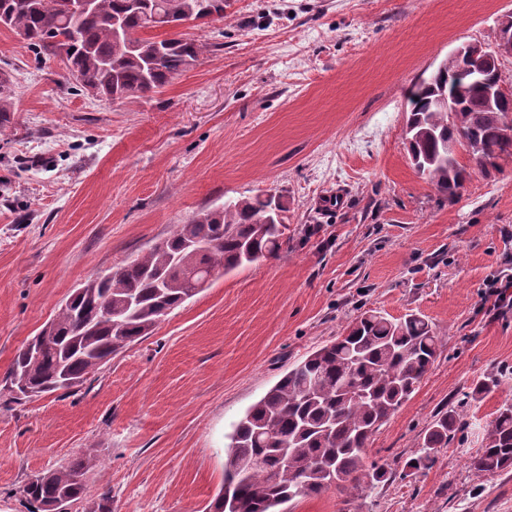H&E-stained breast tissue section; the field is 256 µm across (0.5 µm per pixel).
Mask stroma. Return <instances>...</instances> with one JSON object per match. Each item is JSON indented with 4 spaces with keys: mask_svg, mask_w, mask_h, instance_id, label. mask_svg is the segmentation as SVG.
Returning <instances> with one entry per match:
<instances>
[{
    "mask_svg": "<svg viewBox=\"0 0 512 512\" xmlns=\"http://www.w3.org/2000/svg\"><path fill=\"white\" fill-rule=\"evenodd\" d=\"M512 0H227L187 24L210 45L134 102L75 90L59 59L0 29L14 110L0 134V386L75 288L238 196L276 194L288 243L213 279L79 387L0 394V512L24 485L97 451L82 499L112 512H209L234 424L288 369L369 309L443 336L429 373L375 433L399 470L434 418L466 401L434 466L355 501L328 488L281 512H512V471L467 460L512 401V310L485 281L512 268V162L472 170L448 202L412 167L407 91L466 42L493 44ZM496 387L470 393L490 373Z\"/></svg>",
    "mask_w": 512,
    "mask_h": 512,
    "instance_id": "35a3bbf8",
    "label": "stroma"
}]
</instances>
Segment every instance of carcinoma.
<instances>
[{
	"label": "carcinoma",
	"mask_w": 512,
	"mask_h": 512,
	"mask_svg": "<svg viewBox=\"0 0 512 512\" xmlns=\"http://www.w3.org/2000/svg\"><path fill=\"white\" fill-rule=\"evenodd\" d=\"M72 0H0V23L22 35L36 54L62 59L80 88L109 100H132L165 87L199 61L208 44L170 30L186 20L224 17V0H96L94 12L75 18ZM458 81L441 63L409 88L406 140L412 165L454 201L470 175L462 148L480 170L512 159V90L494 107L487 91L503 83L499 68L478 76L453 101L438 98ZM14 77L0 72V130L8 126ZM285 207L274 196H241L200 211L166 238L112 270L107 280L87 279L46 323L48 345H24L15 355L4 390L20 400L70 390L132 343L149 336L161 319L190 298L207 274L223 275L285 243ZM124 315L112 326L108 312ZM443 346L432 324L416 314L358 315L345 333L296 363L229 435L224 485L212 512H278L297 498L334 486L357 497L385 486L393 473L366 461L372 436L410 398ZM460 404L438 415L421 446L404 462L414 473L433 467L437 454L463 427ZM98 456L74 459L31 480L23 489L30 512H55L79 500ZM469 465L488 476L512 470V404L500 407L482 448Z\"/></svg>",
	"instance_id": "cac0c4a2"
}]
</instances>
